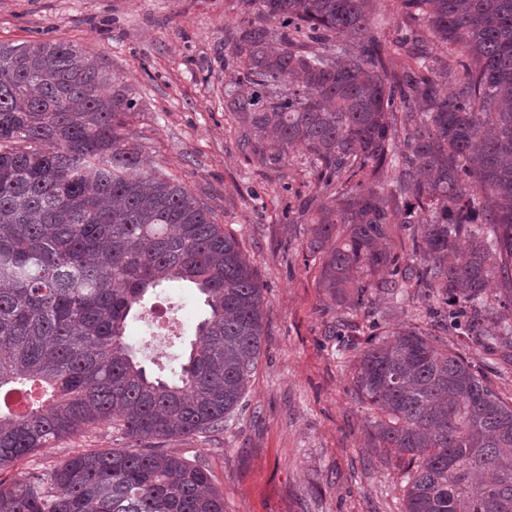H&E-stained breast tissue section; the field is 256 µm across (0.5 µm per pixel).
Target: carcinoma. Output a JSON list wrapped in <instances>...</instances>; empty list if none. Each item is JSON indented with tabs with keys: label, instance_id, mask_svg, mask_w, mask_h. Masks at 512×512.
<instances>
[{
	"label": "carcinoma",
	"instance_id": "cac0c4a2",
	"mask_svg": "<svg viewBox=\"0 0 512 512\" xmlns=\"http://www.w3.org/2000/svg\"><path fill=\"white\" fill-rule=\"evenodd\" d=\"M246 2L224 111L250 152L307 154L324 199L283 217L308 218L319 286L357 305L425 288L482 347L512 349V0H399L398 71L376 0ZM137 113L79 46L0 44V395L44 389L24 417L0 399V472L99 424L133 447L1 480L0 512H224L205 464L159 444L219 433L239 409L264 296L237 237L128 141ZM385 167L387 194L369 182ZM167 284L197 289L209 315L162 378L124 336ZM354 387L380 412L371 447L417 462L404 512H512V402L471 362L406 328L369 343Z\"/></svg>",
	"mask_w": 512,
	"mask_h": 512
}]
</instances>
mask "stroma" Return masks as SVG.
Here are the masks:
<instances>
[{
	"mask_svg": "<svg viewBox=\"0 0 512 512\" xmlns=\"http://www.w3.org/2000/svg\"><path fill=\"white\" fill-rule=\"evenodd\" d=\"M246 12L244 0H0V43L65 41L99 59L140 102L128 137L235 234L257 273L265 336L241 407L223 433L175 438L164 450L205 463L224 512H403L408 457L366 447L373 412L358 398L353 372L372 338L425 328L429 300L421 288L401 301L372 290L357 306L319 288L308 225L281 217L291 193L316 194L309 161L292 149L260 164L240 151V127L224 114V32ZM152 302L179 320L181 339L152 351L149 323L133 320L125 340L144 364L161 357L175 365L208 309L192 288L164 290ZM436 335L512 401V353L484 349L453 323ZM126 445L102 425L0 476Z\"/></svg>",
	"mask_w": 512,
	"mask_h": 512,
	"instance_id": "obj_1",
	"label": "stroma"
}]
</instances>
